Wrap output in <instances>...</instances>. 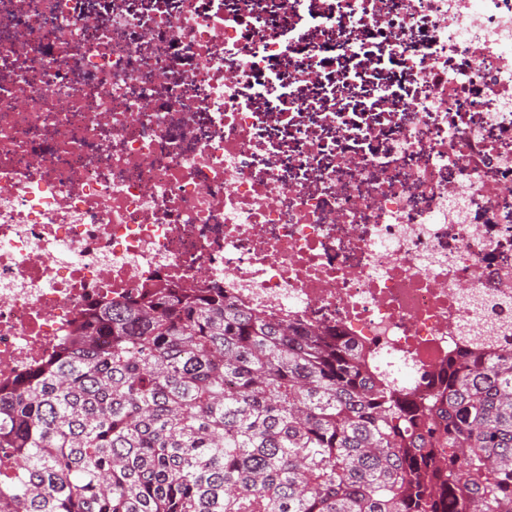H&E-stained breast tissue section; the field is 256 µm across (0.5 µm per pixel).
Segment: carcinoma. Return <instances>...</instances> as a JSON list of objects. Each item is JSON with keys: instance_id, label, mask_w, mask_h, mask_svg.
<instances>
[{"instance_id": "obj_1", "label": "carcinoma", "mask_w": 512, "mask_h": 512, "mask_svg": "<svg viewBox=\"0 0 512 512\" xmlns=\"http://www.w3.org/2000/svg\"><path fill=\"white\" fill-rule=\"evenodd\" d=\"M512 512V356L403 393L373 353L175 282L0 382V512Z\"/></svg>"}]
</instances>
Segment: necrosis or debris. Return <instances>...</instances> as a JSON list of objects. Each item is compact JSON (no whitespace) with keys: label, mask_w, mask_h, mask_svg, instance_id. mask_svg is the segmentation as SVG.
I'll return each instance as SVG.
<instances>
[{"label":"necrosis or debris","mask_w":512,"mask_h":512,"mask_svg":"<svg viewBox=\"0 0 512 512\" xmlns=\"http://www.w3.org/2000/svg\"><path fill=\"white\" fill-rule=\"evenodd\" d=\"M168 281L352 337L401 388L511 354L512 0H0V380ZM380 68L377 75L379 82L393 84L395 88H400L403 93L411 88L410 84L405 81V67L401 60L388 59L385 55V61Z\"/></svg>","instance_id":"obj_1"}]
</instances>
